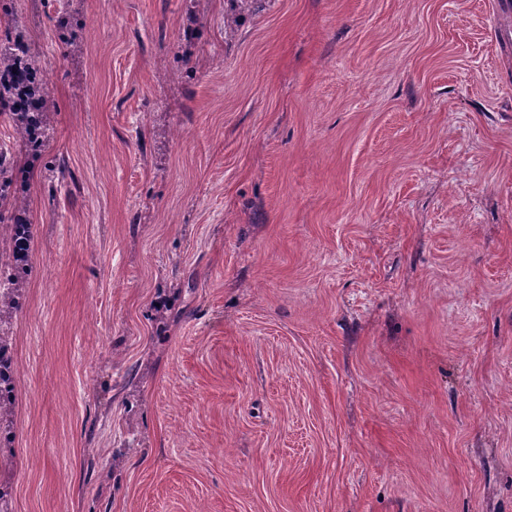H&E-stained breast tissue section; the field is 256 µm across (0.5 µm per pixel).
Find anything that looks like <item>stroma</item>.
<instances>
[{
	"mask_svg": "<svg viewBox=\"0 0 512 512\" xmlns=\"http://www.w3.org/2000/svg\"><path fill=\"white\" fill-rule=\"evenodd\" d=\"M12 512H512V18L495 0H13ZM70 170L49 180L44 162ZM2 43L7 46L2 49ZM57 106L45 91L39 56L24 37L0 38V117L13 126L17 142L40 156L45 133L53 127Z\"/></svg>",
	"mask_w": 512,
	"mask_h": 512,
	"instance_id": "stroma-1",
	"label": "stroma"
}]
</instances>
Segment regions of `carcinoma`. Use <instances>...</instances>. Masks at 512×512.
Listing matches in <instances>:
<instances>
[{
    "instance_id": "carcinoma-1",
    "label": "carcinoma",
    "mask_w": 512,
    "mask_h": 512,
    "mask_svg": "<svg viewBox=\"0 0 512 512\" xmlns=\"http://www.w3.org/2000/svg\"><path fill=\"white\" fill-rule=\"evenodd\" d=\"M0 117L7 119L17 142L39 157L45 133L53 127L57 106L45 91L39 56L24 37L11 34L0 38ZM16 152L0 150V319L10 315L20 303L21 288L28 276V254L33 242V225L22 213L26 199L17 193L23 180ZM11 337L0 335V435L10 440L7 418L15 409V371L10 353Z\"/></svg>"
}]
</instances>
